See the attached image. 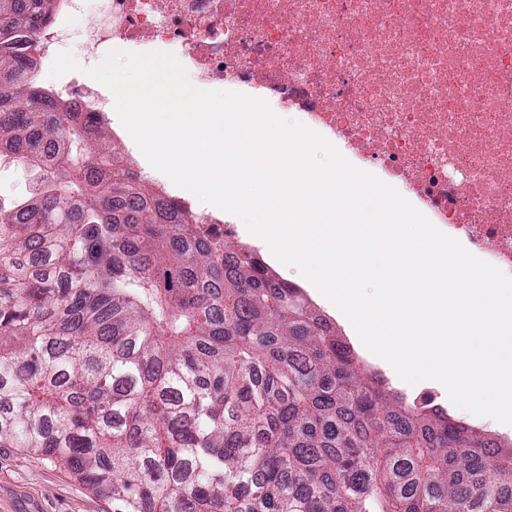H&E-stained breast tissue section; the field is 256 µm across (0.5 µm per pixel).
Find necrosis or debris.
Instances as JSON below:
<instances>
[{
  "label": "necrosis or debris",
  "mask_w": 512,
  "mask_h": 512,
  "mask_svg": "<svg viewBox=\"0 0 512 512\" xmlns=\"http://www.w3.org/2000/svg\"><path fill=\"white\" fill-rule=\"evenodd\" d=\"M90 17L82 49H167L198 85L298 113L351 164L512 276V0H58L36 73ZM59 94L107 98L80 75Z\"/></svg>",
  "instance_id": "4bbe7bcc"
}]
</instances>
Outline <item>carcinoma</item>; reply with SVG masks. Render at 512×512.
Listing matches in <instances>:
<instances>
[{"instance_id":"obj_1","label":"carcinoma","mask_w":512,"mask_h":512,"mask_svg":"<svg viewBox=\"0 0 512 512\" xmlns=\"http://www.w3.org/2000/svg\"><path fill=\"white\" fill-rule=\"evenodd\" d=\"M0 0V447L112 512H512V449L362 364L304 291L133 166L97 112L34 83ZM30 177L17 162L0 163V196L23 199L29 195Z\"/></svg>"}]
</instances>
